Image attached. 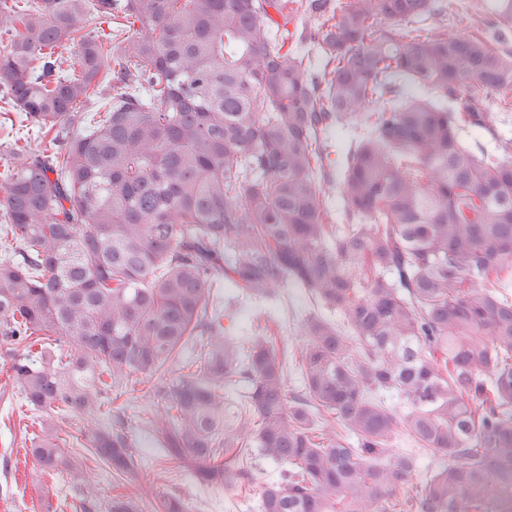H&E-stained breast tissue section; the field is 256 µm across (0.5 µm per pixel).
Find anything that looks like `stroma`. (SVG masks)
<instances>
[{
	"label": "stroma",
	"instance_id": "stroma-1",
	"mask_svg": "<svg viewBox=\"0 0 512 512\" xmlns=\"http://www.w3.org/2000/svg\"><path fill=\"white\" fill-rule=\"evenodd\" d=\"M211 298L224 313L225 335L245 338L266 326L290 355L303 346L309 317L319 316L338 326L343 323L339 313L321 308L307 289L293 285L282 289L278 299L258 303L244 299L237 286L221 280L215 282ZM202 355L200 342L190 343L161 377L109 396L111 409L125 418L133 444L136 476L128 490L137 495L142 512H154L157 500L165 496L180 497L187 512H260L263 487L283 470L282 465L258 457L249 489L204 487L179 462L166 457L152 424L165 399L154 388L174 380L184 368H196ZM30 416L12 384L8 363L0 361V512H76L67 480L43 474L28 451ZM105 418V412L96 411L60 421L59 426L62 437L75 444L76 455L88 466L93 490L107 503L118 491L119 478L86 449L90 434Z\"/></svg>",
	"mask_w": 512,
	"mask_h": 512
}]
</instances>
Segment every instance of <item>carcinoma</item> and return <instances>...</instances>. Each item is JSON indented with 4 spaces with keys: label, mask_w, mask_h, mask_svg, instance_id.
<instances>
[{
    "label": "carcinoma",
    "mask_w": 512,
    "mask_h": 512,
    "mask_svg": "<svg viewBox=\"0 0 512 512\" xmlns=\"http://www.w3.org/2000/svg\"><path fill=\"white\" fill-rule=\"evenodd\" d=\"M456 7L0 0V100L63 140L53 158L16 149L0 209V341L25 404L94 411L200 337V366L154 421L200 483L250 486L251 436L288 464L262 512H512V128L485 112L512 93V0L468 35L438 24ZM116 12L139 29L113 31L111 49L86 37ZM297 15L316 26L289 33ZM106 80L109 99L84 109ZM334 123L351 133L336 164L321 138ZM221 278L258 299L307 288L350 335L307 321L290 396L275 337L229 338L209 313ZM242 379L250 419L236 423L224 389ZM385 393L409 411L373 398ZM399 430L448 465L415 482V458L389 448ZM30 442L80 512H140L85 490L55 421ZM89 452L135 474L118 413Z\"/></svg>",
    "instance_id": "obj_1"
}]
</instances>
